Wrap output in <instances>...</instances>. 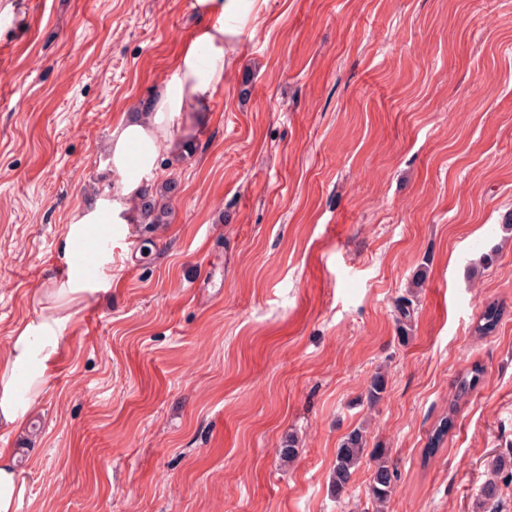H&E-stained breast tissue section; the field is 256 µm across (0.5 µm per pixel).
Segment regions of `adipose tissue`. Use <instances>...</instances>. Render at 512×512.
<instances>
[{
  "label": "adipose tissue",
  "mask_w": 512,
  "mask_h": 512,
  "mask_svg": "<svg viewBox=\"0 0 512 512\" xmlns=\"http://www.w3.org/2000/svg\"><path fill=\"white\" fill-rule=\"evenodd\" d=\"M201 24L187 37L150 107L125 109L112 127L105 152L111 173L95 209L76 208L67 245L94 248L103 224H135L134 209L144 186L154 183L160 156L180 157L210 119L209 106L224 86L228 49L260 11V0H194ZM67 316L30 320L17 331L0 373V423L21 426L42 391L58 352ZM27 492L13 449L0 448V512H16Z\"/></svg>",
  "instance_id": "ef3b65f1"
}]
</instances>
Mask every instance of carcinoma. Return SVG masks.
Returning a JSON list of instances; mask_svg holds the SVG:
<instances>
[{"instance_id": "obj_1", "label": "carcinoma", "mask_w": 512, "mask_h": 512, "mask_svg": "<svg viewBox=\"0 0 512 512\" xmlns=\"http://www.w3.org/2000/svg\"><path fill=\"white\" fill-rule=\"evenodd\" d=\"M137 208L140 211L142 222L147 224L148 227L152 228L156 224L167 223V208L153 201L149 195L146 194L142 199L138 200ZM397 312L399 314L401 340L405 341L408 339L414 314L412 302L406 298L399 300ZM497 320V309L493 306L488 307L476 326V333L482 336L491 333L496 326ZM478 375L479 370L474 369L458 378L455 392L448 404V415L444 416L432 430L427 451L432 452L440 446L448 432V426L451 424V415L455 412L457 403L469 394L476 384ZM385 390L386 380L384 373L377 371L370 377L364 390L368 404L373 407L380 402ZM366 455L370 456L374 462L372 484L370 485L373 506H375V512H385V507L391 499L396 483V472L387 459L385 449L374 448L370 451L367 450L366 432L362 427L351 430L341 440L336 450V463L331 474V487L336 495L343 494L352 479L354 471ZM491 471L493 477L487 479L481 488L477 505L479 512H487L489 509L500 506L503 490L498 477L502 473L512 475V453L500 454L493 459Z\"/></svg>"}]
</instances>
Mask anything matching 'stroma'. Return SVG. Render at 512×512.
Listing matches in <instances>:
<instances>
[{"mask_svg":"<svg viewBox=\"0 0 512 512\" xmlns=\"http://www.w3.org/2000/svg\"><path fill=\"white\" fill-rule=\"evenodd\" d=\"M192 2L0 0L30 16L0 63L1 366L52 305L71 212L102 193L112 125L164 82ZM193 145L160 170L170 223L113 225L25 426H0L17 512H372L370 459L331 489L358 426L398 473L387 512H474L512 451V0H265ZM490 304L498 326L475 335ZM478 375V369H474L472 371L466 372L458 378L455 385V392L448 404L449 414L453 415L457 403L469 394L471 389L476 384ZM449 414L444 416L439 421L438 425H436L432 430L429 438L427 452H433L436 448H439L444 436L448 432V426L451 424L452 415Z\"/></svg>","mask_w":512,"mask_h":512,"instance_id":"35a3bbf8","label":"stroma"}]
</instances>
